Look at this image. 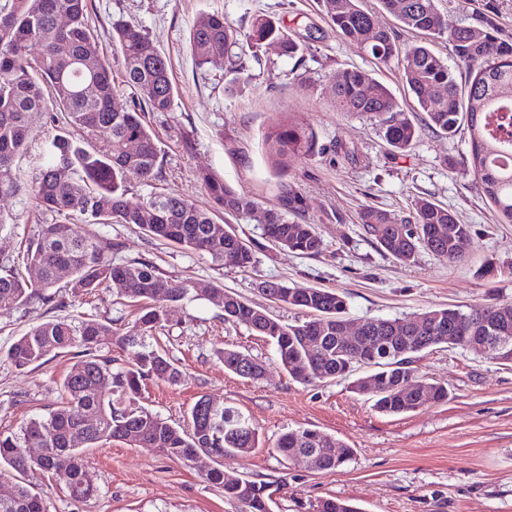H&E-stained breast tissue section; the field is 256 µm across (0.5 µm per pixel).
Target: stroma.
<instances>
[{"instance_id": "35a3bbf8", "label": "stroma", "mask_w": 512, "mask_h": 512, "mask_svg": "<svg viewBox=\"0 0 512 512\" xmlns=\"http://www.w3.org/2000/svg\"><path fill=\"white\" fill-rule=\"evenodd\" d=\"M493 4L504 38L512 37V0H437L440 12L471 22ZM222 13L225 21L247 31L255 16L280 18L289 34L305 38L303 56L288 59L270 46L259 60H247L241 82H231L225 64L197 67L189 32L203 15ZM138 23L165 55L177 88L169 112H150L146 120L160 149V177L154 187L172 190L209 207L198 178L209 170L224 177L266 207L279 206L288 188L303 195V215L315 224L322 253L302 255L272 245L261 225L230 216L227 224L249 241L255 261L246 271L218 266L205 252L150 238L134 224H91L102 243L118 244L117 259L146 258L173 284L220 286L282 322L298 319L297 310L276 304L261 287L285 282L297 288L342 293L346 318L358 323L373 317L406 318L431 308L469 309L512 301V224H501L473 175L460 164L470 150L469 133L448 138L426 127L412 112L419 137L406 155L386 151L378 125L331 106L336 74L346 67L374 73L403 108L397 67L378 65L339 37L322 0H87L93 47L112 63L120 85L119 103L130 102L121 60L112 46V22ZM316 134L311 154L271 148L267 133L288 125ZM31 125L38 142L16 162L21 191L0 197V262L24 265L23 252L46 217L28 190L44 149L59 129L48 113L36 112ZM354 149L349 162L334 159L336 141ZM431 197L454 211L470 232L458 258L422 251L408 264L384 255L359 222L364 206L408 214L417 197ZM91 315L126 329L134 313L121 302L116 284L100 288L92 302L66 297L61 308L35 301L0 314V350L37 322ZM168 321L157 334L183 372L178 384L145 381L139 402L168 422L179 424L203 396L250 416L264 445L248 455L226 453L224 471L267 483L273 512H315L318 499L349 500L363 512H512V365L490 362L460 347L439 346L417 360L428 378L447 385L449 397L418 410L385 415L365 396L354 393L351 378L304 385L279 365L274 347L246 328L226 323L224 311L200 295L167 307ZM250 354L266 366L263 379L249 381L226 370L219 350ZM62 354L23 371L0 361V432L19 431L47 416L60 395L59 383L74 365ZM308 428L335 436L353 450L337 470H309L274 449L289 429ZM98 492L88 501L70 497L64 481L36 479L49 512H238L221 488L209 484L210 457L183 463L155 449L113 441L85 452Z\"/></svg>"}]
</instances>
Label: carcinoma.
<instances>
[{
    "mask_svg": "<svg viewBox=\"0 0 512 512\" xmlns=\"http://www.w3.org/2000/svg\"><path fill=\"white\" fill-rule=\"evenodd\" d=\"M380 2L402 28L422 34L423 39L400 47L395 32L377 23L361 0H323V6L340 37L382 65H397L403 85L430 128L451 137L467 127L471 147L461 164L473 173L494 206L498 223L512 224V139H503L495 131L497 125L512 131V41L500 36L495 9L467 25L441 15L437 0ZM61 15L63 25L58 20ZM92 39L86 0H0V195L20 189L15 161L35 141L32 113L45 109L50 99L53 107L65 113L71 128L53 137L51 161L35 173L29 190L35 207L53 217V222L40 225L27 249L26 260L39 268L40 278L28 281L15 266L0 264V313L34 298L52 308L63 306L57 285L64 272L65 287L82 298L122 279L127 283L124 297L138 307V317L118 342L134 350V362L112 368V358L100 354L103 341L114 336L112 322L94 317L39 322L10 345L4 361L17 370L38 367L74 349L81 360L65 376L60 401L47 417L28 421L17 433H0V477L15 473L23 480L11 497L0 498V512H49L46 500L24 479L59 471L65 472L72 498H93L98 486L84 453L99 443L117 440L147 446L170 460L189 463L200 453L220 459L228 451L247 455L260 442L251 418L222 402L215 403V411L207 417L198 410L202 400H197L184 427L137 402L142 381L179 380V366L147 343V338L165 326V303L188 299L195 289L173 285L151 261H113L108 255L112 245L104 247L79 233L71 224L73 216H86L96 224H138L155 239L209 253L220 266L247 268L254 254L236 233L224 237L213 212L173 191L152 190L136 202L128 198L130 178L147 185L158 179L159 150L144 111H172L176 86L166 57L153 40L138 23L118 19L112 23V45L122 60L124 83L136 95L132 104H118L111 63L100 55L88 57ZM439 40L451 49L453 64L431 49ZM189 42L197 66L226 59L229 72L238 79L245 71L244 57L256 54L264 44H277L280 54L291 59L304 48L302 40L288 34L273 17L256 16L249 31L242 33L218 12L193 25ZM87 83L94 84L90 95L83 93ZM432 85L443 90L442 98L427 97ZM333 93L336 111L377 121L392 152L405 153L416 139L417 128L405 117L392 90L371 73L357 67L342 70ZM276 142L310 153L314 149L313 136L297 126L278 132ZM131 143L136 144L133 151L128 150ZM199 177L214 208L264 225L265 234L282 248L303 255L323 251L313 224L288 219V214L302 209L303 196L295 188H288L281 207L264 208L212 172L202 171ZM359 220L384 254L405 264L420 251L445 257L456 240L469 234L468 225L454 211L427 197L416 198L407 216L368 205ZM153 288L157 292H151ZM160 288L167 293L158 292ZM266 288L274 301L302 311L304 320L283 323L221 287L207 288L205 293L224 309L225 322L271 341L280 365L295 381L313 384L346 377V367L360 347L341 337L347 309L343 295L277 282L267 283ZM481 319L506 327L512 335V302L467 311L426 310L411 318L424 325L417 339L393 332L394 318L369 319L374 335L380 337V349L377 359L365 360L363 366L371 369L376 383L367 389L358 378L352 388L388 415L446 400L447 387L425 378L414 366L415 359L440 345L466 347L462 340L448 339V324H458L455 335L471 336V326ZM220 358L227 370L243 379L257 381L265 373L262 362L241 351L224 349ZM30 448H41L43 454L33 459ZM275 450L295 463L299 456L316 452L319 468L324 470L339 469L352 455L340 440L311 429L282 433ZM206 480L223 489L225 499L239 504L240 512H272L264 483L226 477L222 464L210 469ZM316 512L359 509L330 497L318 501Z\"/></svg>",
    "mask_w": 512,
    "mask_h": 512,
    "instance_id": "1",
    "label": "carcinoma"
}]
</instances>
